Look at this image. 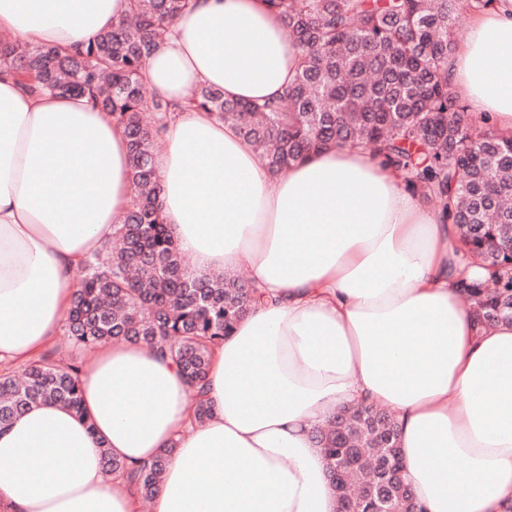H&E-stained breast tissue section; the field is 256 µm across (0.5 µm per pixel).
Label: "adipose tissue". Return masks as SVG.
I'll return each instance as SVG.
<instances>
[{
	"mask_svg": "<svg viewBox=\"0 0 512 512\" xmlns=\"http://www.w3.org/2000/svg\"><path fill=\"white\" fill-rule=\"evenodd\" d=\"M130 0H0V40L81 46ZM301 58L265 0H193L150 58L178 108L156 156L162 218L197 274L245 268L260 299L213 351L196 396L156 348L97 345L82 410L31 407L0 429V512H141L129 466L173 449L152 512H336L317 428L359 402L393 412L404 476L426 512L512 507V323L482 329L459 283L457 225L361 149L270 174L232 125L186 100L277 98ZM448 79L512 132V0L471 14ZM132 201L130 149L85 95L35 96L0 69V363L18 370L63 332L79 263ZM465 463L449 467V459Z\"/></svg>",
	"mask_w": 512,
	"mask_h": 512,
	"instance_id": "1",
	"label": "adipose tissue"
}]
</instances>
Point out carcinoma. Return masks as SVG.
Masks as SVG:
<instances>
[{"label": "carcinoma", "instance_id": "cac0c4a2", "mask_svg": "<svg viewBox=\"0 0 512 512\" xmlns=\"http://www.w3.org/2000/svg\"><path fill=\"white\" fill-rule=\"evenodd\" d=\"M301 50L283 95L265 103L224 99L198 88L187 106L236 126L266 145L267 169L281 173L318 148H371L421 197L440 203L457 224L471 265L488 272L467 284L485 326L512 319V134L475 121L459 104L445 71L456 49L457 12L493 0H265ZM191 0H131L129 15L70 55L0 41V68L31 94L91 93L129 139L132 208L111 244L80 264L63 330L82 349L112 340L141 342L174 357L200 385L211 350L230 335L255 300L235 276L195 275L163 223L154 146L175 106L146 87L144 74L166 28ZM81 366L48 357L21 374H0V425L38 404L81 412ZM328 468L350 464L348 485L383 490L391 512H410L405 479L382 482L384 453L398 445L394 415L367 406L334 416L316 431ZM139 470L103 452L106 470L153 497L173 454Z\"/></svg>", "mask_w": 512, "mask_h": 512}]
</instances>
